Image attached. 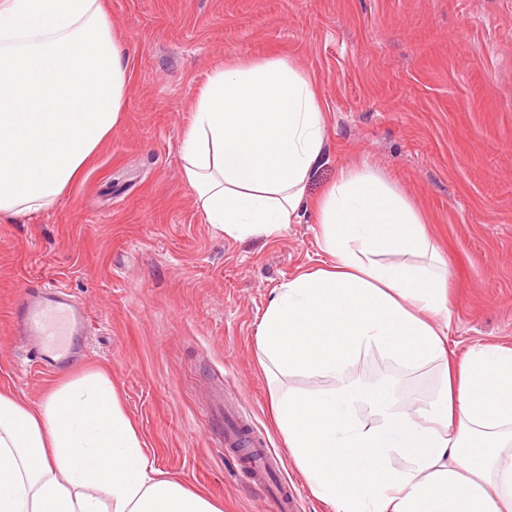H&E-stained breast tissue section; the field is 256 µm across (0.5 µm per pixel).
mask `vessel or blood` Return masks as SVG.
<instances>
[{
    "label": "vessel or blood",
    "mask_w": 512,
    "mask_h": 512,
    "mask_svg": "<svg viewBox=\"0 0 512 512\" xmlns=\"http://www.w3.org/2000/svg\"><path fill=\"white\" fill-rule=\"evenodd\" d=\"M21 325L35 337L48 360L65 362L71 357L69 339L82 329V312L62 287L26 293L21 302Z\"/></svg>",
    "instance_id": "vessel-or-blood-1"
}]
</instances>
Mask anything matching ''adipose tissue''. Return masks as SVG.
I'll return each instance as SVG.
<instances>
[{"mask_svg": "<svg viewBox=\"0 0 512 512\" xmlns=\"http://www.w3.org/2000/svg\"><path fill=\"white\" fill-rule=\"evenodd\" d=\"M127 58L98 0H0V217L44 210L80 177L121 120ZM326 123L313 79L255 56L214 70L181 138L205 223L275 238L311 206L332 258L274 289L256 330L288 456L327 512H512V347L449 349L447 263L370 167L309 202ZM373 350L436 363L434 395L360 383L351 368ZM0 512L222 510L156 467L97 368L37 404L0 392Z\"/></svg>", "mask_w": 512, "mask_h": 512, "instance_id": "ef3b65f1", "label": "adipose tissue"}]
</instances>
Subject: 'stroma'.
I'll return each mask as SVG.
<instances>
[{
    "label": "stroma",
    "mask_w": 512,
    "mask_h": 512,
    "mask_svg": "<svg viewBox=\"0 0 512 512\" xmlns=\"http://www.w3.org/2000/svg\"><path fill=\"white\" fill-rule=\"evenodd\" d=\"M128 50L123 118L48 208L0 218V389L39 402L56 379L105 367L158 467L224 512H277L224 446L234 410L299 492L325 512L275 430L256 327L273 288L329 261L313 217L281 236L233 239L205 224L179 144L213 69L237 55L290 59L321 89L320 198L368 165L426 222L448 262V346L512 345V0H100ZM61 286L85 312L72 363L53 367L15 331L26 291ZM425 400L432 368L379 353L353 368Z\"/></svg>",
    "instance_id": "1"
}]
</instances>
